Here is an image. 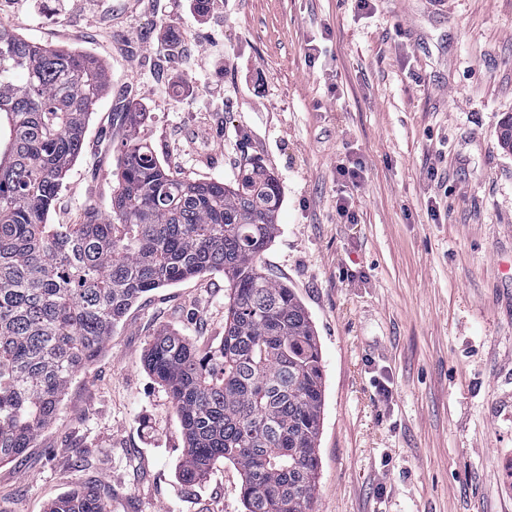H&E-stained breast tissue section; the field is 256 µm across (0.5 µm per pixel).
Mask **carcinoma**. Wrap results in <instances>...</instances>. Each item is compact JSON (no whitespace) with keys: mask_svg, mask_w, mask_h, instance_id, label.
I'll return each instance as SVG.
<instances>
[{"mask_svg":"<svg viewBox=\"0 0 512 512\" xmlns=\"http://www.w3.org/2000/svg\"><path fill=\"white\" fill-rule=\"evenodd\" d=\"M106 85L94 54L42 47L0 23V463L34 447L139 297L222 273L220 342L201 351L166 329L144 356L181 421L180 475L194 481L223 459L239 472L246 512H310L325 381L310 315L262 268L280 184L260 166L233 184L183 179L142 136L145 113L118 103L109 213L47 223ZM497 139L511 155V113ZM47 512L108 507L78 488Z\"/></svg>","mask_w":512,"mask_h":512,"instance_id":"obj_1","label":"carcinoma"}]
</instances>
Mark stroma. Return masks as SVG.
I'll use <instances>...</instances> for the list:
<instances>
[{"mask_svg": "<svg viewBox=\"0 0 512 512\" xmlns=\"http://www.w3.org/2000/svg\"><path fill=\"white\" fill-rule=\"evenodd\" d=\"M0 23L108 74L49 223L108 211L118 101L182 178L278 180L263 264L324 366L312 512H512V0H214L205 17L193 0H0ZM227 301L207 273L135 303L0 464V512L89 485L110 512H244L232 464L180 478L182 426L143 362L164 328L218 344Z\"/></svg>", "mask_w": 512, "mask_h": 512, "instance_id": "35a3bbf8", "label": "stroma"}]
</instances>
